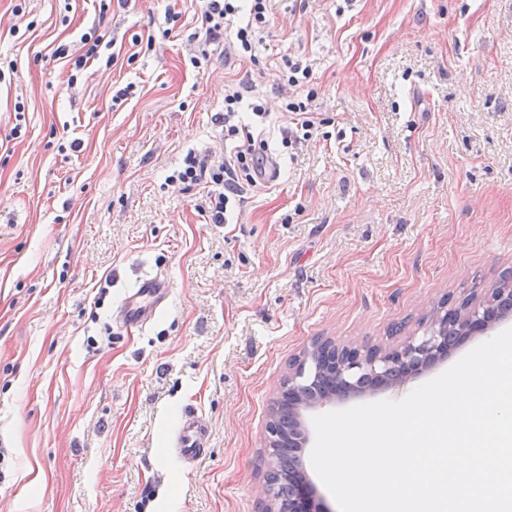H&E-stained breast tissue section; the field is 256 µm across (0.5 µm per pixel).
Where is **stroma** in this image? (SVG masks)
<instances>
[{"instance_id": "1", "label": "stroma", "mask_w": 512, "mask_h": 512, "mask_svg": "<svg viewBox=\"0 0 512 512\" xmlns=\"http://www.w3.org/2000/svg\"><path fill=\"white\" fill-rule=\"evenodd\" d=\"M25 6L0 0V512H258L294 359L421 337L512 272V0H272L258 64L214 45L197 67L198 0ZM99 22L117 64L71 75L50 42ZM290 58L322 120L293 148ZM231 84L267 107L274 169L211 224L204 184L168 177L233 155ZM154 274L163 305L125 333ZM188 412L193 463L168 451ZM166 288V283L157 276L142 279L125 298L120 310L122 326L126 329H136L149 321L161 305Z\"/></svg>"}]
</instances>
